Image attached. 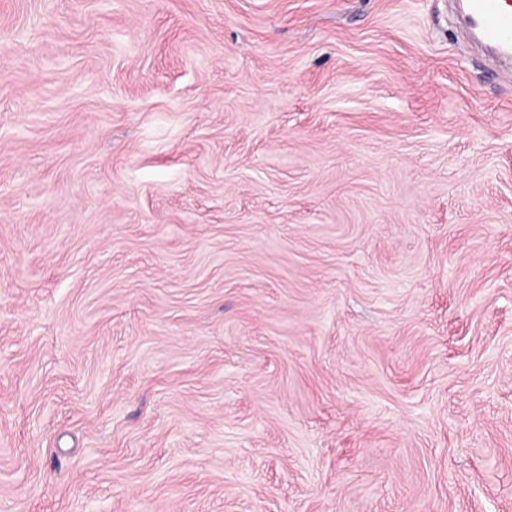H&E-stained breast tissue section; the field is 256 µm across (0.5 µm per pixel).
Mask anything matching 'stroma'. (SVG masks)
<instances>
[{
  "mask_svg": "<svg viewBox=\"0 0 512 512\" xmlns=\"http://www.w3.org/2000/svg\"><path fill=\"white\" fill-rule=\"evenodd\" d=\"M0 512H512V69L448 0H0Z\"/></svg>",
  "mask_w": 512,
  "mask_h": 512,
  "instance_id": "1",
  "label": "stroma"
}]
</instances>
